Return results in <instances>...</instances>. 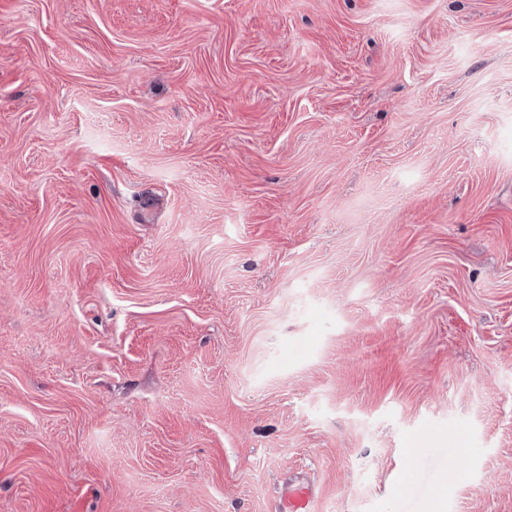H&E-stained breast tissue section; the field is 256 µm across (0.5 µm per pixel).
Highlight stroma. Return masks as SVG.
<instances>
[{
    "label": "stroma",
    "mask_w": 512,
    "mask_h": 512,
    "mask_svg": "<svg viewBox=\"0 0 512 512\" xmlns=\"http://www.w3.org/2000/svg\"><path fill=\"white\" fill-rule=\"evenodd\" d=\"M299 477L512 512V0H0V512Z\"/></svg>",
    "instance_id": "35a3bbf8"
}]
</instances>
